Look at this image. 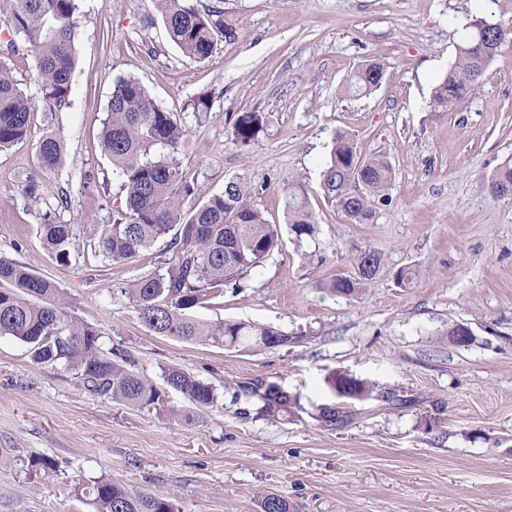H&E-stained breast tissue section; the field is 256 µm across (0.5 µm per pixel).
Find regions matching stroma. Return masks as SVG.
I'll return each mask as SVG.
<instances>
[{
    "mask_svg": "<svg viewBox=\"0 0 512 512\" xmlns=\"http://www.w3.org/2000/svg\"><path fill=\"white\" fill-rule=\"evenodd\" d=\"M237 32L204 61L169 42L154 0H80L70 103L39 102L35 54L5 21V61L35 105L28 136L0 150V256L56 281L77 317L130 352L163 386L165 366L214 386L199 411L178 392L163 410L96 399L62 367L35 366L26 344L0 338V512H93L73 485L112 478L133 492L176 499L181 512H259L267 490L297 512H512V197L487 190L512 157V43L502 46L476 95L432 111L433 89L475 16L512 26V0H203ZM368 60L387 66L367 97L344 92ZM141 80L188 135L181 155L202 192L230 179L260 186L267 220L285 224L283 178L300 177L318 225L314 238L283 237L244 288L196 311L287 333L277 349L217 348L149 333L118 288L164 268L166 241L114 264L92 251L60 262L43 242L45 219L106 224L123 206L121 179L100 146L112 82ZM211 107L195 117L198 94ZM240 112H258L251 147L233 141ZM56 131L67 154L39 170L38 145ZM346 132L393 165L387 203L351 223L320 189V164ZM39 177L37 198L23 193ZM385 258L355 296L331 292L354 275L357 250ZM413 269L411 287L395 273ZM472 333L454 342L458 325ZM368 381L361 399H337L329 379ZM274 382L295 396L288 413L262 414L245 384ZM338 405L328 426L321 406ZM48 457L55 469H41Z\"/></svg>",
    "mask_w": 512,
    "mask_h": 512,
    "instance_id": "stroma-1",
    "label": "stroma"
}]
</instances>
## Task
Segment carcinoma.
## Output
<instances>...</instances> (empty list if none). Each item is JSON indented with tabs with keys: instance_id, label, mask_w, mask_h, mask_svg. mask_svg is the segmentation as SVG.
Segmentation results:
<instances>
[{
	"instance_id": "cac0c4a2",
	"label": "carcinoma",
	"mask_w": 512,
	"mask_h": 512,
	"mask_svg": "<svg viewBox=\"0 0 512 512\" xmlns=\"http://www.w3.org/2000/svg\"><path fill=\"white\" fill-rule=\"evenodd\" d=\"M170 41L192 60L210 56L219 36L232 40L233 27L224 24L223 11L199 8L194 0H157ZM78 0H16L7 20L12 33L25 37L35 51V70L43 92L44 109L60 112L69 105L74 69V16ZM512 41V29L476 18L456 47L455 60L440 78L431 101L435 112H453L458 103L480 88V81L501 46ZM386 74L383 63L358 67L345 88L354 97L378 90ZM30 99L0 61V148L23 140L29 131ZM263 124L258 112H240L233 123L234 141L248 146ZM187 136L186 126L165 111L133 75L113 85L102 123L101 147L121 178L125 207L112 212V223L94 226L89 241L102 259L123 263L171 236V261L163 273L142 276L120 296L134 305L148 332L184 342H201L218 348L276 349L291 338L272 327L245 322H205L193 312L226 287H245L244 274L255 269L279 248L281 231L257 208L259 189L230 180L224 190L200 193L195 176L179 158ZM41 172L62 168L64 145L54 133L38 145ZM321 188L328 201L355 224H369L375 203L387 200L393 177L392 164L382 155H364L353 138L339 133L325 162ZM512 188V158L488 179L489 191L503 197ZM288 234L302 243L314 237L318 224L310 209L306 185L296 177L282 182ZM189 208H184L186 203ZM47 247L67 261L83 241L84 227L41 225ZM355 274L337 276L327 287L350 296L371 282L384 265V255L374 248L360 249L354 257ZM10 336L28 345L36 365H62L73 371L83 389L94 397L134 407L164 404V394L147 378L131 369L130 359L119 349H104L101 330L74 316L58 285L27 267L0 256V337ZM167 388L182 394L198 409L218 404L216 389L188 371L174 366L163 370ZM339 398H359L368 383L339 374L332 380ZM263 413L288 412L295 397L275 383L245 386ZM95 512H181L174 499L162 494L134 493L109 477L101 476L83 487ZM260 512H295L288 498L268 492L260 498Z\"/></svg>"
}]
</instances>
